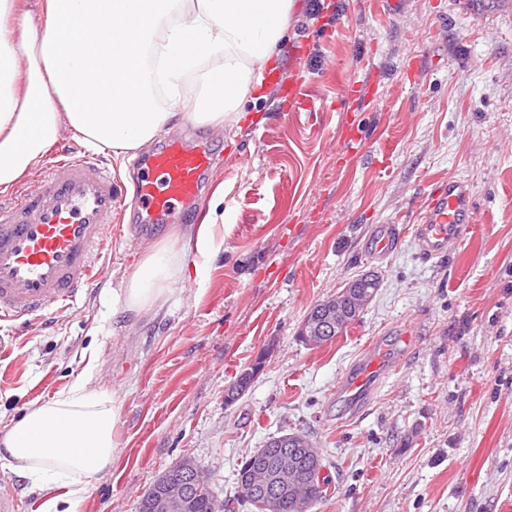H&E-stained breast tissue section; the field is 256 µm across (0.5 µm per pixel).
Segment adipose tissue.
I'll return each mask as SVG.
<instances>
[{
	"mask_svg": "<svg viewBox=\"0 0 512 512\" xmlns=\"http://www.w3.org/2000/svg\"><path fill=\"white\" fill-rule=\"evenodd\" d=\"M41 32L7 28L18 0H0V194L32 176L62 132L120 156L173 120L219 126L242 118L265 86L295 0H33ZM194 95H186V81ZM224 202L141 257L112 294L113 311L160 313L177 282L219 253ZM198 263L188 264V255ZM122 402L92 367L0 429V463L43 492L39 512H77L112 467Z\"/></svg>",
	"mask_w": 512,
	"mask_h": 512,
	"instance_id": "obj_1",
	"label": "adipose tissue"
}]
</instances>
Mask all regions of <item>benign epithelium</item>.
<instances>
[{
	"mask_svg": "<svg viewBox=\"0 0 512 512\" xmlns=\"http://www.w3.org/2000/svg\"><path fill=\"white\" fill-rule=\"evenodd\" d=\"M377 280L363 276L350 282L336 296L312 309L302 325L300 335L309 345H320L331 335H338L350 320L358 317L373 297ZM259 366L243 371L225 396L230 403L250 386ZM173 470L165 471L143 497L148 512H188L190 499L212 491L210 474L185 460ZM248 474L240 479L238 490L255 512H271L283 497L295 496L294 512H309L311 500L305 494L294 495L297 485L320 486L323 465L311 450L310 442L298 434H283L270 439L266 447L255 452L247 463Z\"/></svg>",
	"mask_w": 512,
	"mask_h": 512,
	"instance_id": "obj_1",
	"label": "benign epithelium"
}]
</instances>
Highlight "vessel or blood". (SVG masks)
<instances>
[{
	"label": "vessel or blood",
	"instance_id": "obj_1",
	"mask_svg": "<svg viewBox=\"0 0 512 512\" xmlns=\"http://www.w3.org/2000/svg\"><path fill=\"white\" fill-rule=\"evenodd\" d=\"M211 166L206 146L175 136L136 158L135 190L103 160L73 152L58 160L37 188L1 198L0 322L21 329L34 319L50 325L59 309L73 307L103 276L112 227L125 213L138 219L134 235L147 236L154 221L195 206ZM473 221L467 184L451 180L437 187L413 227L421 254L444 255ZM397 237L395 225H378L370 247L388 253ZM381 365L376 357L349 372L342 394L351 405L368 398Z\"/></svg>",
	"mask_w": 512,
	"mask_h": 512
}]
</instances>
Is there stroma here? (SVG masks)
<instances>
[{"mask_svg": "<svg viewBox=\"0 0 512 512\" xmlns=\"http://www.w3.org/2000/svg\"><path fill=\"white\" fill-rule=\"evenodd\" d=\"M277 74L237 124L172 128L215 149L191 212L223 188L206 278L178 283L165 315L113 312L151 245L113 225L101 284L52 326L0 327V420L68 387L92 347L95 384L123 407L118 454L79 512H138L185 458L233 497L242 460L286 433L312 441L331 480L311 512H512V0H407L390 15L374 0H297ZM296 79L292 106L279 89ZM446 180L468 185L476 220L428 260L410 228ZM393 222L398 246L373 256L367 238ZM366 274L378 286L359 317L304 343L311 309ZM373 345L391 362L350 407L337 388Z\"/></svg>", "mask_w": 512, "mask_h": 512, "instance_id": "1", "label": "stroma"}]
</instances>
